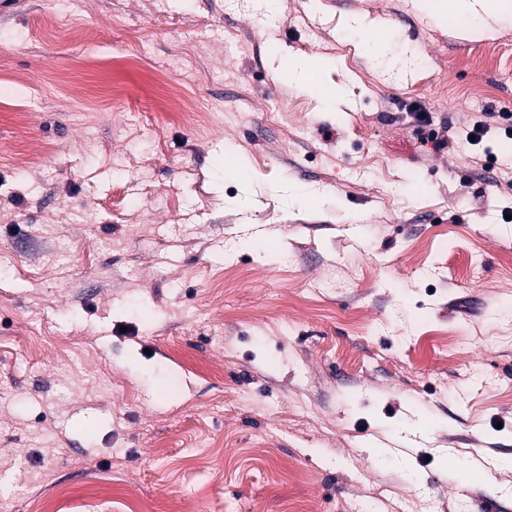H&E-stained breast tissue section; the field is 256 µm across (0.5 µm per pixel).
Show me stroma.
<instances>
[{"instance_id":"35a3bbf8","label":"stroma","mask_w":512,"mask_h":512,"mask_svg":"<svg viewBox=\"0 0 512 512\" xmlns=\"http://www.w3.org/2000/svg\"><path fill=\"white\" fill-rule=\"evenodd\" d=\"M464 27L426 0L0 14V512H512V471L468 466L512 461V139L439 150L406 116L512 113V20ZM301 56L346 111L289 84ZM354 29L359 31L361 41L373 62L385 58L386 38L382 29H362L360 22Z\"/></svg>"}]
</instances>
